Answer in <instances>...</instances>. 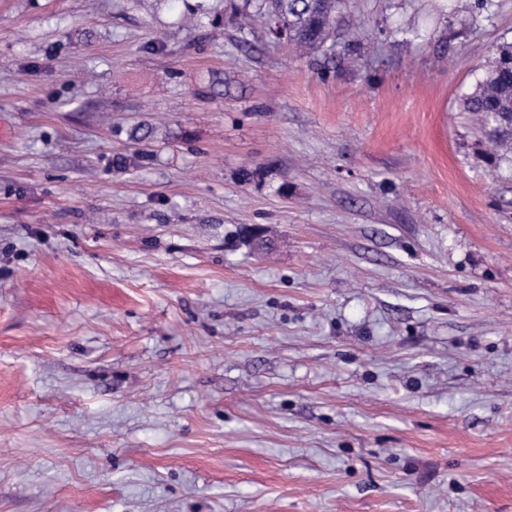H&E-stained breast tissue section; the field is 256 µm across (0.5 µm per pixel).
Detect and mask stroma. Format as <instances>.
Instances as JSON below:
<instances>
[{"mask_svg": "<svg viewBox=\"0 0 512 512\" xmlns=\"http://www.w3.org/2000/svg\"><path fill=\"white\" fill-rule=\"evenodd\" d=\"M340 32L0 0V512H512V0ZM512 103V42L499 44L484 66L473 90L464 95L460 106L464 112L479 116V138L494 148V160L511 161L512 135L508 132L490 133L489 127L496 112H511Z\"/></svg>", "mask_w": 512, "mask_h": 512, "instance_id": "1", "label": "stroma"}]
</instances>
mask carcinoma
Here are the masks:
<instances>
[{
    "label": "carcinoma",
    "mask_w": 512,
    "mask_h": 512,
    "mask_svg": "<svg viewBox=\"0 0 512 512\" xmlns=\"http://www.w3.org/2000/svg\"><path fill=\"white\" fill-rule=\"evenodd\" d=\"M258 16L267 33L276 17L288 19L289 46L307 53L327 54L326 47L340 39L337 14L343 0H262ZM461 110L479 116L480 142L494 148L492 158L512 160V134L491 133L488 128L497 112L512 110V42L499 44L484 66L473 90L464 95Z\"/></svg>",
    "instance_id": "cac0c4a2"
}]
</instances>
